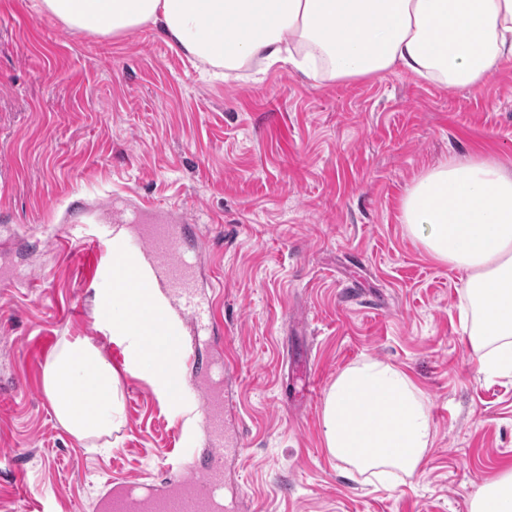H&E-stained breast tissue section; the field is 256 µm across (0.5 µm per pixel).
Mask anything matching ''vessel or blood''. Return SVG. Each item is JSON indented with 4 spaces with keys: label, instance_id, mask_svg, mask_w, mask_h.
<instances>
[{
    "label": "vessel or blood",
    "instance_id": "vessel-or-blood-1",
    "mask_svg": "<svg viewBox=\"0 0 512 512\" xmlns=\"http://www.w3.org/2000/svg\"><path fill=\"white\" fill-rule=\"evenodd\" d=\"M188 227L183 218L174 224L147 225L141 235L144 247L139 251L125 245L123 232L112 236V275H126L129 282L143 288L167 289L180 308L182 319L178 322L168 314L147 316L137 309L132 312L139 326L154 329L177 353V367L168 381L175 395L196 383V349L182 339L181 326L186 323L198 331L208 327L206 302L200 292V254L189 251L185 244ZM232 406L231 398L209 394L201 428L210 446L201 467L159 486L112 481L98 502L99 512H223L224 462L232 454L223 445L224 414Z\"/></svg>",
    "mask_w": 512,
    "mask_h": 512
}]
</instances>
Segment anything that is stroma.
<instances>
[{
  "mask_svg": "<svg viewBox=\"0 0 512 512\" xmlns=\"http://www.w3.org/2000/svg\"><path fill=\"white\" fill-rule=\"evenodd\" d=\"M512 164V62L477 88L404 72L333 82L288 68L254 82L205 78L157 29L79 34L0 0V512H96L118 477L192 468L207 445L200 389L171 397L129 361L111 447L57 421L30 354L39 336L128 353L98 301L112 233L139 244L143 202L205 235L240 451L225 499L249 512H469L512 472V377L478 372L461 320L463 271L438 262L401 221L412 180L448 157ZM81 232L68 244L69 225ZM373 359L423 392L434 432L420 469L368 482L323 443L325 394ZM317 383L285 406L288 364Z\"/></svg>",
  "mask_w": 512,
  "mask_h": 512,
  "instance_id": "obj_1",
  "label": "stroma"
}]
</instances>
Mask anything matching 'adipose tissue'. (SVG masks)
I'll list each match as a JSON object with an SVG mask.
<instances>
[{
	"instance_id": "obj_1",
	"label": "adipose tissue",
	"mask_w": 512,
	"mask_h": 512,
	"mask_svg": "<svg viewBox=\"0 0 512 512\" xmlns=\"http://www.w3.org/2000/svg\"><path fill=\"white\" fill-rule=\"evenodd\" d=\"M42 13L80 33L120 36L157 27L170 47L211 68L212 78L255 67H292L325 81L402 71L447 87L483 84L512 61V0H40ZM401 220L425 250L467 271L460 316L478 370L512 376V168L496 156L451 157L414 178ZM109 288L115 336L159 384L176 364L153 332L134 328L127 309L164 311L159 289ZM60 424L84 441L122 423L119 381L92 343H64L44 371ZM322 437L330 456L384 480L414 474L433 441L428 406L411 377L368 359L328 389Z\"/></svg>"
}]
</instances>
